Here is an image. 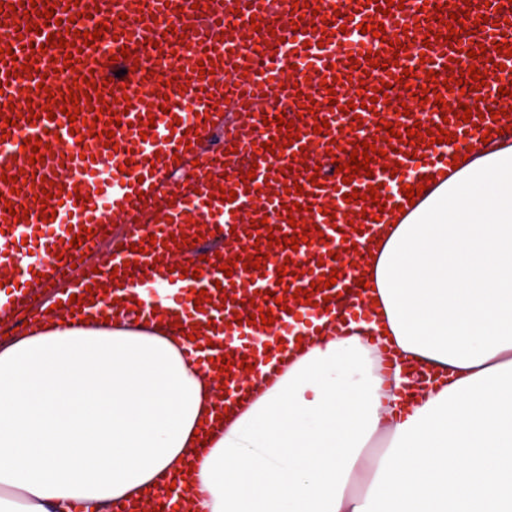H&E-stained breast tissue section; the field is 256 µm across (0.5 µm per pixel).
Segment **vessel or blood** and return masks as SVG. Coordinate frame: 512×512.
<instances>
[{
	"mask_svg": "<svg viewBox=\"0 0 512 512\" xmlns=\"http://www.w3.org/2000/svg\"><path fill=\"white\" fill-rule=\"evenodd\" d=\"M447 0H404L403 8L389 14L375 0H309L318 15L305 13L293 0H56L55 15L44 18V0H0L8 5L0 15V173L19 169L35 173V185L0 181V268L10 269L0 285V315L11 318L21 335H37L46 323L45 312L61 305L77 321L88 313L84 304L71 305V296H84L87 287H107L113 292L150 288L155 278L167 283L168 302L179 325L176 334L183 356L206 371L224 369V404L237 410L241 398L264 384L288 357L293 336L319 335L323 322L335 321L342 307H357L362 295L359 271H337L336 254L358 248L366 252L378 237L380 224L394 223L398 205L407 199L401 188L418 185L421 177L447 180L454 156L468 148L512 138V110L498 117L486 110L498 99V89L512 85V55L500 54L496 44H512V0H456L471 3L485 24L465 18L464 32L453 42L439 39L431 45L421 40L434 21L436 6ZM138 8L136 22L125 21ZM299 14L290 25L291 14ZM107 22L106 38L85 45L83 31ZM384 24L383 38L362 32L361 24ZM39 33H32V25ZM63 37L81 48L79 61L55 68L64 59V47H48V37ZM401 41L407 53H396ZM485 46L477 58L465 55L450 64L454 51ZM129 58H121L120 48ZM377 54L368 61L367 51ZM261 57V67L251 66ZM35 60L33 73H14V66ZM249 62L243 84L248 97H240L234 83L209 84L201 63ZM485 72V85L476 92L460 93L443 85L449 73L467 72L469 66ZM188 76L185 85L164 86L160 78L174 70ZM438 73L428 82V72ZM90 77L96 89H109L115 97L130 99L127 114L114 138L104 129L109 113L94 127L89 105L81 118L69 122L65 114L16 125L5 124L11 103L45 99L47 92L66 90L74 78ZM309 82L314 111L301 113L296 83ZM388 83L387 100H374V90ZM426 94L427 103L410 115L398 114L401 98ZM443 96L445 106L434 103ZM477 104L478 124L453 117L451 104ZM388 113L392 123L407 128L421 125L420 139L397 138L380 128L379 116ZM293 120L288 141L274 122L278 115ZM328 121L314 133L315 119ZM454 133L455 144L431 142L436 128ZM95 143H88L89 132ZM45 143L44 158L31 162L22 143L27 138ZM372 142L392 148L397 173L384 170L383 159L372 155L371 174H357L343 183L336 163H348L349 142ZM130 160L128 171L105 175L114 158ZM318 168L310 182L308 168ZM69 176L54 185L55 174ZM255 179H248V172ZM385 196V208L368 201L369 188ZM47 202H37L42 190ZM232 190L234 201L222 200ZM358 197L345 201L349 192ZM302 205L288 215L287 205ZM23 220L9 217V210ZM53 211V221L41 220L42 210ZM359 213L356 229L344 228L347 212ZM252 214L253 224L242 223ZM89 228L91 236L71 247L74 230ZM309 228L305 242L291 248L270 245V237L293 238L299 228ZM187 245L177 246L176 238ZM240 245L241 257L265 253L259 268L237 265L224 275L218 252L226 244ZM188 257L186 271L171 268L172 253ZM38 258L24 264L25 255ZM306 272L294 277L296 263ZM286 275H278V268ZM328 289H316L319 281ZM206 289L208 301L194 304L195 292ZM307 290L308 300L292 298ZM271 311L273 324H250L259 309ZM206 323L208 336L190 337L193 325Z\"/></svg>",
	"mask_w": 512,
	"mask_h": 512,
	"instance_id": "vessel-or-blood-1",
	"label": "vessel or blood"
}]
</instances>
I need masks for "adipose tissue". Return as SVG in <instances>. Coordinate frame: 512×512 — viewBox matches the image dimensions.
Returning <instances> with one entry per match:
<instances>
[{"instance_id":"ef3b65f1","label":"adipose tissue","mask_w":512,"mask_h":512,"mask_svg":"<svg viewBox=\"0 0 512 512\" xmlns=\"http://www.w3.org/2000/svg\"><path fill=\"white\" fill-rule=\"evenodd\" d=\"M371 294L204 446L224 393L175 337L52 323L1 344L0 512H111L193 457L204 512H512L511 143L393 226Z\"/></svg>"}]
</instances>
